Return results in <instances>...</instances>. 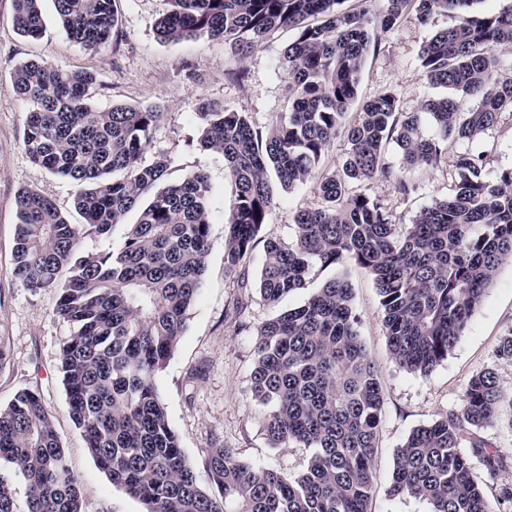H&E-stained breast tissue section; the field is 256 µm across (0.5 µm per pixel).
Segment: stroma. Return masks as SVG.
Returning <instances> with one entry per match:
<instances>
[{
	"instance_id": "obj_1",
	"label": "stroma",
	"mask_w": 512,
	"mask_h": 512,
	"mask_svg": "<svg viewBox=\"0 0 512 512\" xmlns=\"http://www.w3.org/2000/svg\"><path fill=\"white\" fill-rule=\"evenodd\" d=\"M173 8L172 0H119V40L99 51L84 49L66 34L54 0H43L45 30L40 38L20 35L13 26L12 0H0V341L8 356L0 365V408L21 390L40 392L54 417L69 466L81 483L83 512H144L143 505L112 485L95 465L66 404L60 372V349L72 326L55 313L57 289L32 292L11 275L17 223L15 199L33 189L51 198L74 224V185L33 163L23 146L27 104L13 85L15 67L27 61H47L72 71H90L96 77L92 106L107 111L116 104L160 109L164 119L142 155L143 162L166 156L169 177L204 172L211 187L210 252L205 284L185 315L186 332L155 384L167 407L170 423L197 473H204L208 452L220 442L249 464L287 475L303 471L310 449L270 447L264 432V413L252 398L251 373L258 326L272 318L274 308L257 288L241 289L224 275V218L231 204L224 157L200 147V102L250 113L261 126L287 111L286 79L276 62L295 32L281 28L247 57L230 44L207 36L191 42L164 43L156 33L158 21ZM448 14L434 15L430 24L408 12L393 29L381 34L363 69L360 100L386 90L395 91L404 112L419 111L423 99L434 95L419 60L421 44L433 30L448 27ZM488 152L486 174L512 168V115L503 114L484 138ZM455 179L451 166L423 170L411 177L409 195L396 197L382 178L361 184L366 195L387 201L397 220L412 223L424 207L447 197ZM315 183L278 192L276 205L264 226L248 267L257 280L264 258L263 243L287 240L294 233V215L313 203ZM345 272L353 288V305L360 318V337L372 358L383 387L384 405L373 461L375 491L370 512H429L426 502L391 500L388 486L398 448L409 433L462 409L470 379L491 369L504 394H512V361L499 359L497 347L512 334V260L504 262L487 289L480 308L447 359L425 375L401 369L392 359L382 327L380 297L365 270L352 263L329 267L289 296L287 307L302 305L321 284ZM477 436L504 451L502 481L512 482V409L500 415Z\"/></svg>"
}]
</instances>
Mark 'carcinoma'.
I'll return each mask as SVG.
<instances>
[{"label":"carcinoma","mask_w":512,"mask_h":512,"mask_svg":"<svg viewBox=\"0 0 512 512\" xmlns=\"http://www.w3.org/2000/svg\"><path fill=\"white\" fill-rule=\"evenodd\" d=\"M68 37L98 50L112 41L118 0H54ZM157 23L163 42L222 39L247 53L272 31L296 30L277 68L288 83V112L270 126L244 112L203 103L199 144L224 156L233 204L224 225V274L248 287L245 272L275 204V188L316 183L318 202L297 212L294 237L269 240L258 278L273 307L306 285L314 268L353 262L373 278L392 359L426 374L447 358L500 266L512 259V170L484 175L480 143L505 112L512 76L498 54L512 50V6L475 10L480 0H384L379 15L342 9V0H173ZM426 24L438 13L455 23L435 31L420 63L429 85L452 91L400 110L384 91L364 101L355 120L366 57L408 8ZM21 35L43 31L42 0H13ZM28 103L23 148L32 162L74 183L72 224L35 191L16 197L18 224L11 275L31 291L59 290L56 314L73 333L61 347L68 413L97 467L146 512H369L383 392L360 339L353 289L343 275L326 280L302 305L281 311L257 332L252 394L266 409L270 445L312 449L306 470L286 476L241 461L221 443L209 449L203 486L169 421L155 374L186 330L185 312L200 294L210 250V186L202 172L168 178L163 156L142 162L163 113L90 103L93 73L29 61L13 72ZM436 135L423 132V122ZM349 150L337 171L321 163L336 136ZM461 144L448 157V141ZM395 144L404 168L385 162ZM452 163L448 197L402 226L379 198L357 186L376 176L406 195L408 174ZM122 245L80 250L128 214ZM71 269L59 281L63 267ZM502 390L493 371L474 376L459 414L414 429L397 450L389 496L427 501L430 512H509L512 484L500 483L507 455L489 450L467 427L494 419ZM496 485L488 498L464 436ZM0 462L26 483L24 504L0 472V512H82L79 479L39 393L19 392L0 409Z\"/></svg>","instance_id":"carcinoma-1"}]
</instances>
